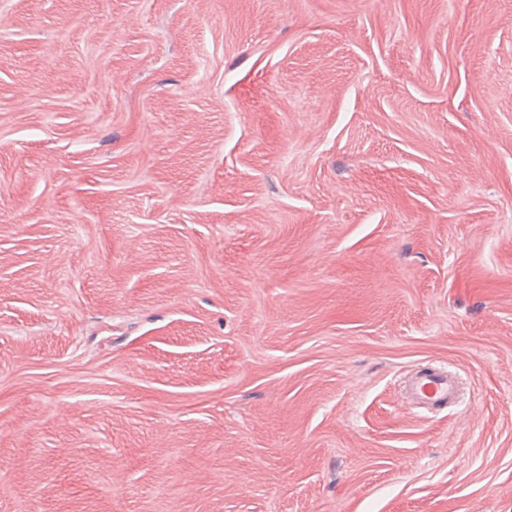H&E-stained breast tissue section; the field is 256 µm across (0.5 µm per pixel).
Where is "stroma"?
I'll list each match as a JSON object with an SVG mask.
<instances>
[{
	"label": "stroma",
	"instance_id": "obj_1",
	"mask_svg": "<svg viewBox=\"0 0 512 512\" xmlns=\"http://www.w3.org/2000/svg\"><path fill=\"white\" fill-rule=\"evenodd\" d=\"M0 512H512V0H0ZM404 398L421 408L460 406V381L445 368H432L411 376L403 386Z\"/></svg>",
	"mask_w": 512,
	"mask_h": 512
}]
</instances>
